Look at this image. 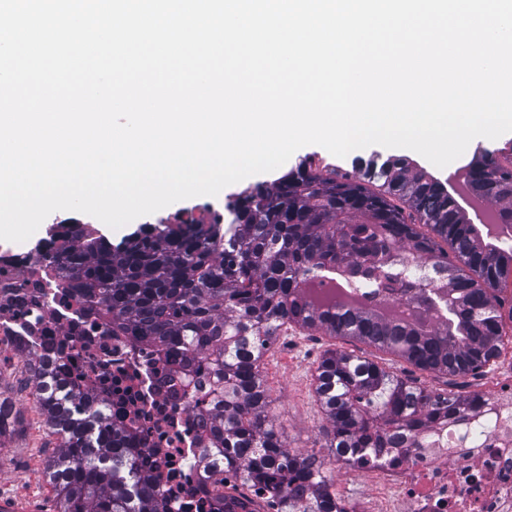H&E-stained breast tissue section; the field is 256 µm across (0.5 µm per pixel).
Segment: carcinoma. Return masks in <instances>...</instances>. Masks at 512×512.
<instances>
[{
    "mask_svg": "<svg viewBox=\"0 0 512 512\" xmlns=\"http://www.w3.org/2000/svg\"><path fill=\"white\" fill-rule=\"evenodd\" d=\"M467 177L512 225V145L477 150ZM49 243L66 287L200 379L204 388L189 397L206 421L202 459L264 487L279 512H341L317 456L285 448L270 415L261 365L284 327L354 337L444 376L476 373L501 352L512 243L484 240L448 183L398 159L373 157L341 180L304 161L273 185L246 190L225 224L177 214L117 245L60 224ZM420 266L434 274L430 291ZM332 270L377 301L401 289L414 318L377 305L316 306L307 289ZM30 382L59 439L44 462L57 512H169L153 474L136 466L139 439L110 421L92 389L71 386L56 359L38 354ZM315 394L329 448L357 468L383 448L422 445L482 404L480 394L431 391L336 350L316 369ZM17 424L12 404L0 400V435Z\"/></svg>",
    "mask_w": 512,
    "mask_h": 512,
    "instance_id": "carcinoma-1",
    "label": "carcinoma"
}]
</instances>
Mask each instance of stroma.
I'll use <instances>...</instances> for the list:
<instances>
[{
    "mask_svg": "<svg viewBox=\"0 0 512 512\" xmlns=\"http://www.w3.org/2000/svg\"><path fill=\"white\" fill-rule=\"evenodd\" d=\"M375 154L384 159L391 156L407 159L442 180L448 179L454 171L453 166L436 167L405 148L371 145L339 158L321 146L308 145L277 170L247 177L227 186L213 198L198 196L184 200L179 207L193 212L207 204L225 207L247 188L272 184L306 159L314 160L325 169L349 173ZM282 335L301 345L302 350L296 359L288 362L280 361L274 352L266 353L262 371L271 400L270 414L286 448L300 454L313 452L324 458L330 457L331 451L326 446V418L314 393V376L326 352L338 350L368 358L391 374L415 379L434 391L448 389L480 394L488 390L486 377L512 360V322L504 326L499 358L481 370L479 376L459 378L451 385L443 375L419 370L395 353L354 338L329 336L321 331L312 333L296 325L283 330ZM28 378L29 361L24 354L13 348L0 357V398L13 403L20 420L15 430L0 436V497L18 500L35 508L36 512H55V496L43 474V460L56 448L58 439L44 426Z\"/></svg>",
    "mask_w": 512,
    "mask_h": 512,
    "instance_id": "35a3bbf8",
    "label": "stroma"
}]
</instances>
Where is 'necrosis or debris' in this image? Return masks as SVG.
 I'll return each instance as SVG.
<instances>
[{"label":"necrosis or debris","mask_w":512,"mask_h":512,"mask_svg":"<svg viewBox=\"0 0 512 512\" xmlns=\"http://www.w3.org/2000/svg\"><path fill=\"white\" fill-rule=\"evenodd\" d=\"M45 240L0 254V345L56 354L76 387L93 386L111 421L134 431L139 467L157 475L170 512H278L271 495L201 460L204 423L185 377L155 347L113 330L101 310L65 288ZM372 496L344 512H512V376L481 413L432 430L422 448L384 455L367 474Z\"/></svg>","instance_id":"4bbe7bcc"}]
</instances>
